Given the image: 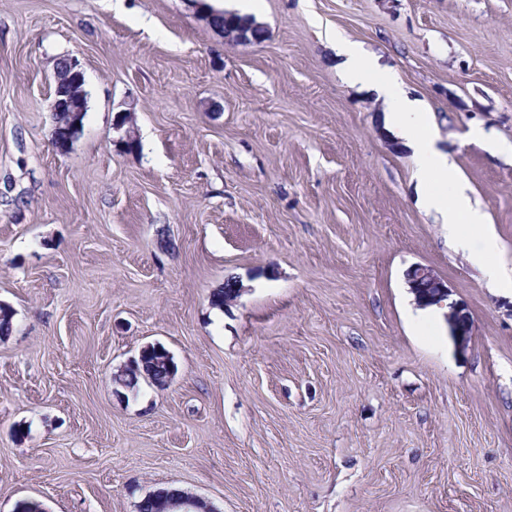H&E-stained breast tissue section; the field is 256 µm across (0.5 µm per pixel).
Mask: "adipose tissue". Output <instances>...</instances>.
<instances>
[{"label": "adipose tissue", "instance_id": "ef3b65f1", "mask_svg": "<svg viewBox=\"0 0 512 512\" xmlns=\"http://www.w3.org/2000/svg\"><path fill=\"white\" fill-rule=\"evenodd\" d=\"M338 50L345 58V81L376 91L386 98L389 104L383 117L386 130L411 148L420 162L419 177L426 186L423 206L439 215L442 223L447 225L450 240L463 242L468 231H479L482 246L478 261L485 266L495 285L512 290V275L494 260L499 242L487 224L485 213L472 204L452 164L435 148L434 124L425 104L410 97L392 76L382 73L372 55L360 44L342 39L338 42Z\"/></svg>", "mask_w": 512, "mask_h": 512}]
</instances>
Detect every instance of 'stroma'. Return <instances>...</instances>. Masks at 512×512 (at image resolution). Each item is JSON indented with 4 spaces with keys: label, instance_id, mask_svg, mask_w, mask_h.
I'll use <instances>...</instances> for the list:
<instances>
[{
    "label": "stroma",
    "instance_id": "obj_1",
    "mask_svg": "<svg viewBox=\"0 0 512 512\" xmlns=\"http://www.w3.org/2000/svg\"><path fill=\"white\" fill-rule=\"evenodd\" d=\"M260 43L190 0H0V512H512V293L419 204L361 44L435 117L512 270V0H251ZM87 92L52 144L58 58ZM133 108L139 149L116 151ZM447 278L473 330L417 307ZM245 288L218 309L228 278ZM166 388L115 391L149 344ZM198 2L200 11L202 12V19L210 26V22L214 24V16L216 15V11L204 7V4L202 0H192ZM220 12L219 15L215 16V22L217 25H220L219 27H223L222 30L224 32V36L231 37L236 41H248L250 40L251 35L258 39V42H262L265 39V33L262 28L254 29L257 25L256 23L250 22V21H241L242 19H245L246 17L240 16L236 13H230V12ZM240 21V22H239ZM239 22L237 26H229V24ZM226 26H225V25ZM228 24V25H227ZM215 25V24H214ZM216 26V25H215ZM254 29V31H253ZM253 31V33H252ZM409 292L419 306H437L447 308L445 319L451 335L461 347H466L469 336L472 335V324L467 310L458 302L448 303V281L442 278L432 268L416 264L405 274ZM163 496L164 512H215L212 504L204 498L191 495L192 497L184 498L175 496V492L160 491ZM170 495V496H168Z\"/></svg>",
    "mask_w": 512,
    "mask_h": 512
}]
</instances>
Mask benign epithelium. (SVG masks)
Here are the masks:
<instances>
[{
	"mask_svg": "<svg viewBox=\"0 0 512 512\" xmlns=\"http://www.w3.org/2000/svg\"><path fill=\"white\" fill-rule=\"evenodd\" d=\"M256 24L250 21H241L236 26H224V36L236 41H248ZM65 70L54 74L55 89L50 106L52 114L59 112L83 113L86 109L85 91L78 88L71 94H65L66 82L74 78L76 82L83 81V73L78 61L72 57L65 60ZM133 108L128 107L118 111L113 120L117 130H124V135L114 141V145L126 152L137 149V139L132 126ZM409 292L413 295L415 303L422 306L446 307L445 319L451 335L454 336L461 347H466L469 336L472 335V324L467 310L457 302L448 301V281L442 278L432 268L416 264L411 266L405 274ZM163 496L164 512H215L212 504L199 496L184 498L161 492Z\"/></svg>",
	"mask_w": 512,
	"mask_h": 512,
	"instance_id": "1",
	"label": "benign epithelium"
}]
</instances>
